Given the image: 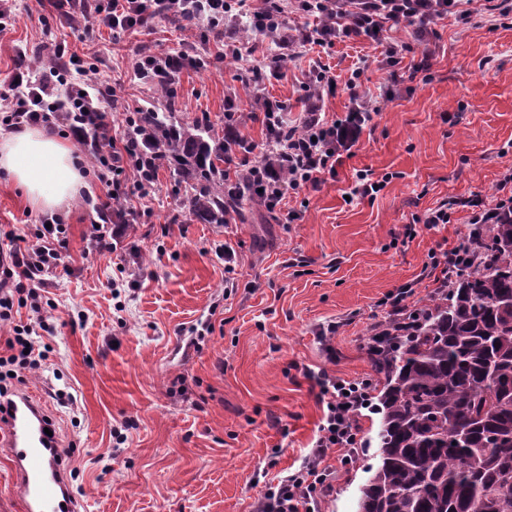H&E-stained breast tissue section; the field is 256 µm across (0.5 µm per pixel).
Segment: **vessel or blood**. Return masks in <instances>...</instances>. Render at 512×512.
Returning a JSON list of instances; mask_svg holds the SVG:
<instances>
[{
  "label": "vessel or blood",
  "instance_id": "obj_1",
  "mask_svg": "<svg viewBox=\"0 0 512 512\" xmlns=\"http://www.w3.org/2000/svg\"><path fill=\"white\" fill-rule=\"evenodd\" d=\"M52 426L31 393L0 400V457L9 463L22 512H80Z\"/></svg>",
  "mask_w": 512,
  "mask_h": 512
}]
</instances>
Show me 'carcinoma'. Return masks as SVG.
<instances>
[{
    "label": "carcinoma",
    "mask_w": 512,
    "mask_h": 512,
    "mask_svg": "<svg viewBox=\"0 0 512 512\" xmlns=\"http://www.w3.org/2000/svg\"><path fill=\"white\" fill-rule=\"evenodd\" d=\"M164 94L169 111L142 108L129 129L143 158L173 168L193 220L245 219L252 185L224 191L233 142L180 120ZM474 246L488 262L462 267L407 311L408 326L390 319L368 339L379 463L367 468L358 512H512V218L486 225Z\"/></svg>",
    "instance_id": "1"
}]
</instances>
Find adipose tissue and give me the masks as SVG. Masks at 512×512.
Instances as JSON below:
<instances>
[{
    "label": "adipose tissue",
    "mask_w": 512,
    "mask_h": 512,
    "mask_svg": "<svg viewBox=\"0 0 512 512\" xmlns=\"http://www.w3.org/2000/svg\"><path fill=\"white\" fill-rule=\"evenodd\" d=\"M0 169L40 211L64 207L86 187L70 143L40 126L0 137Z\"/></svg>",
    "instance_id": "1"
}]
</instances>
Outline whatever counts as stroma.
<instances>
[{
  "instance_id": "1",
  "label": "stroma",
  "mask_w": 512,
  "mask_h": 512,
  "mask_svg": "<svg viewBox=\"0 0 512 512\" xmlns=\"http://www.w3.org/2000/svg\"><path fill=\"white\" fill-rule=\"evenodd\" d=\"M13 10L15 23L0 36V83L19 53L42 54L46 36L67 42L94 65L95 81L121 84V100L104 106L118 140L126 114L165 105L133 74L144 44L203 59L179 76L182 119L219 127L230 106L258 143L255 93L285 102L289 120L302 121L312 59L341 84L360 65L371 91L388 83L386 46L368 39L323 57L307 51L256 91L241 80L242 62L217 59L223 40L207 23L160 19L145 32L116 37L103 28L81 42L52 0H14ZM437 29L439 39L422 47L431 81L403 75L336 177L287 198L301 214L293 224L250 204L247 220L200 224L168 168L145 196L128 172L129 222L107 225L113 249L100 254L92 200L106 187L88 150L76 147L90 189L60 212V261L44 285L58 333L46 375L27 376L20 389L41 399L63 448L73 449L71 483L85 512H253L266 484L296 469L317 434L323 410L312 373L373 378L366 344L387 318L383 298L409 284L415 300L425 299L435 288L430 252L451 246L469 218L459 208L450 224L428 228L413 215L492 197L512 168V22L492 29L448 17ZM361 169L389 181L373 199L345 201ZM46 219L0 172V245L10 233L34 239ZM226 242L238 283L229 295L216 254ZM332 321L339 327L322 343L318 333ZM366 478L363 466L340 473L323 512H356Z\"/></svg>"
}]
</instances>
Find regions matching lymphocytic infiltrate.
Wrapping results in <instances>:
<instances>
[{
	"mask_svg": "<svg viewBox=\"0 0 512 512\" xmlns=\"http://www.w3.org/2000/svg\"><path fill=\"white\" fill-rule=\"evenodd\" d=\"M85 9L84 26L75 27L76 39H92L93 32L107 28L112 33L147 29L158 19L179 18L183 21L205 20L211 28L224 33V51L231 56L242 54L244 29L263 32L271 37L278 52L271 56L269 66H255L252 81L258 82L264 72L277 75L296 61L309 46L330 51L335 42L368 38L385 42L386 23L405 24L411 29L410 41L386 42L383 63L398 81L403 59L413 53L417 44L438 38L437 24L448 15L467 25L472 19L471 0H264L253 8L248 0H91ZM302 14L318 19L316 27L289 26L288 15ZM49 64L42 69L17 66L11 80L0 87V102L5 114L0 122L17 130L27 125L48 128L56 123L68 126L80 143H89L91 135L111 134L112 124L94 92L100 84L88 79V67L68 55L65 44H54ZM189 51L155 53L139 51L133 62L135 75L144 84L165 89L176 81L183 70L197 66ZM363 67L352 70L344 85H337L329 65L314 60L305 73L303 90L308 105L302 124L286 121L287 105L266 96L258 97L257 110L265 130L264 144H257L247 135H239L242 155L240 170L225 179V189H233L238 180H249L257 187L261 206L280 224H292L297 211H282L287 195L318 187L326 178L335 176L336 166L350 154L365 128L392 102V87L371 92L364 87ZM344 88L349 104L343 116L335 120L322 118L319 103L323 96ZM99 179L107 188L104 199L96 203L99 215L121 214L125 208V191L121 177L132 172L140 193L153 188L157 170L145 169L131 149L129 138L110 145L96 159ZM469 210L470 224H496L504 216H512V170L498 183L493 201L481 197L459 198L415 216V223L433 227L451 221L452 208ZM8 248L0 250V323L9 325L11 335L0 353V397L13 394L24 375L42 368L47 359L46 337L56 327L45 315L41 294L42 276L56 268L59 253L54 232L44 229L35 241L23 242L21 237L9 238ZM30 308L35 319L19 324L15 316L21 308ZM320 388L323 416L317 437L301 465L293 473L269 485L255 507V512H321V504L340 470L355 460L358 444L356 418L366 400L369 380H349L320 370L316 376Z\"/></svg>",
	"mask_w": 512,
	"mask_h": 512,
	"instance_id": "1",
	"label": "lymphocytic infiltrate"
}]
</instances>
